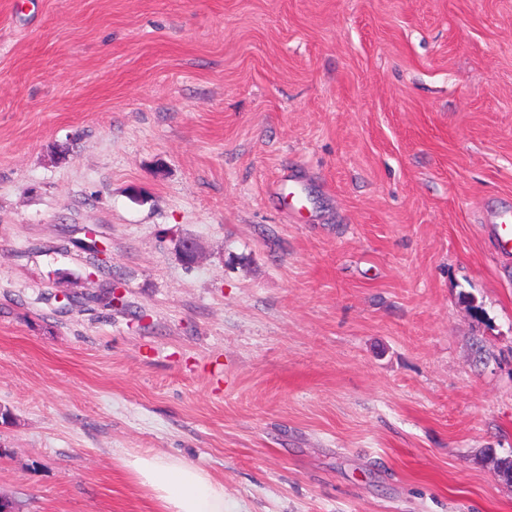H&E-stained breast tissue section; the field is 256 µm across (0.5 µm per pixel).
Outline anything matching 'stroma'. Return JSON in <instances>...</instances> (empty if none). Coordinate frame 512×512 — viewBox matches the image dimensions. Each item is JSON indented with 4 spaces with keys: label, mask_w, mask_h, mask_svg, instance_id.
Here are the masks:
<instances>
[{
    "label": "stroma",
    "mask_w": 512,
    "mask_h": 512,
    "mask_svg": "<svg viewBox=\"0 0 512 512\" xmlns=\"http://www.w3.org/2000/svg\"><path fill=\"white\" fill-rule=\"evenodd\" d=\"M507 201L512 0H0V495L512 512ZM126 465L154 492L164 512H228L224 485L198 465L149 453L132 455Z\"/></svg>",
    "instance_id": "stroma-1"
}]
</instances>
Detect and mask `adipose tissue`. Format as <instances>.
Returning a JSON list of instances; mask_svg holds the SVG:
<instances>
[{"instance_id": "1", "label": "adipose tissue", "mask_w": 512, "mask_h": 512, "mask_svg": "<svg viewBox=\"0 0 512 512\" xmlns=\"http://www.w3.org/2000/svg\"><path fill=\"white\" fill-rule=\"evenodd\" d=\"M126 465L164 512H226L223 484L200 466L149 453L132 455Z\"/></svg>"}]
</instances>
